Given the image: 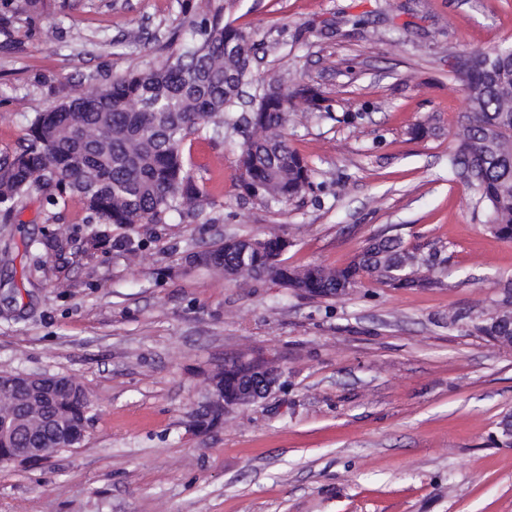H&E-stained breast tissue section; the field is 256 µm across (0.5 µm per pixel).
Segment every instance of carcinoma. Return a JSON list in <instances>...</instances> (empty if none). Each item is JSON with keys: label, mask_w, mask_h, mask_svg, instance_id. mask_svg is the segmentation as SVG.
Returning a JSON list of instances; mask_svg holds the SVG:
<instances>
[{"label": "carcinoma", "mask_w": 512, "mask_h": 512, "mask_svg": "<svg viewBox=\"0 0 512 512\" xmlns=\"http://www.w3.org/2000/svg\"><path fill=\"white\" fill-rule=\"evenodd\" d=\"M45 0H3L0 31L22 18L34 20ZM191 45L171 50L159 63L114 75L95 95L79 94L27 118L26 145L0 162V210L12 214L32 190L60 198L77 196L90 224L133 228L164 224L171 215L195 214L207 199L183 161L184 148L204 126L230 123L237 103L231 82L254 79L253 46L246 33L216 20L192 32ZM460 73L469 108L459 118L458 151L468 185L488 213L487 230L512 240V45L470 56ZM321 109L323 97L309 84L289 89L264 86L252 118L260 135L239 143L248 190L259 200L287 203L311 187V169L288 141L293 101ZM46 254L62 256L70 241L44 238ZM193 266L223 270L240 264L239 252L220 245L186 256ZM435 267L403 246L397 236L378 234L344 268L308 265L294 269L297 286L311 298L362 284L367 275L391 288H433ZM470 331L493 339L512 336V315L468 318ZM89 401L79 386L56 390L29 404V422L0 433L1 448H25L38 438L58 452L81 443Z\"/></svg>", "instance_id": "obj_1"}]
</instances>
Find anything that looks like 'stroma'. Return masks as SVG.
<instances>
[{
    "label": "stroma",
    "mask_w": 512,
    "mask_h": 512,
    "mask_svg": "<svg viewBox=\"0 0 512 512\" xmlns=\"http://www.w3.org/2000/svg\"><path fill=\"white\" fill-rule=\"evenodd\" d=\"M0 32V158L27 114L161 60L220 19L258 48L256 77L304 81L288 124L314 187L287 204L245 196L239 135L204 130L184 157L210 200L131 229L94 225L77 197L31 193L0 216V372L76 378L90 400L77 448L0 467V512H512V349L455 316L498 309L512 242L451 173L467 110L460 64L512 44V0H46ZM424 136H414L416 126ZM61 231L67 253L41 242ZM289 265L346 266L371 236L438 250L435 288L373 281L329 298L241 281L185 257L268 233ZM276 356L272 394L205 431L192 419L227 357Z\"/></svg>",
    "instance_id": "1"
}]
</instances>
